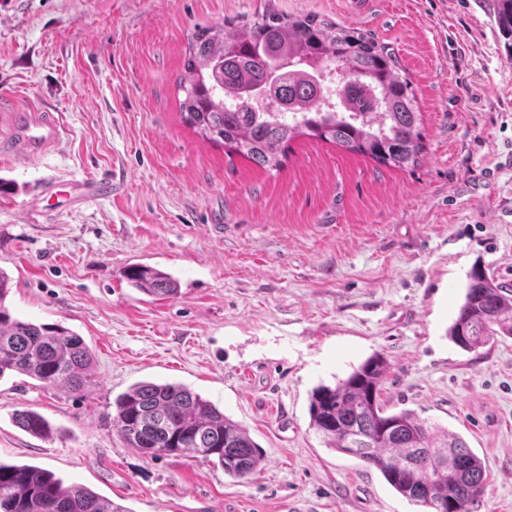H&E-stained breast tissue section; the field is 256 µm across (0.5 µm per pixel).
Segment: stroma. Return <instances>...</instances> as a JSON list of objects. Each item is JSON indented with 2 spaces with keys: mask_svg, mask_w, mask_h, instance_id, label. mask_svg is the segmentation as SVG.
I'll return each mask as SVG.
<instances>
[{
  "mask_svg": "<svg viewBox=\"0 0 512 512\" xmlns=\"http://www.w3.org/2000/svg\"><path fill=\"white\" fill-rule=\"evenodd\" d=\"M316 15L398 54L423 115L407 170L307 137L269 170L202 139L176 81L195 27ZM39 100L63 139L0 155V269L12 316L94 354L80 392L0 376V462L130 512H419L326 448L309 396L373 354L388 411L463 437L488 474L477 512H512V337L468 352L446 331L480 267L512 288V53L492 0H0V93ZM74 179L112 193L67 205ZM144 263L175 298L131 287ZM140 381L176 382L245 427L261 468L148 457L112 426ZM31 409L49 438L21 430ZM13 418L20 428L32 435L46 436L50 432L49 422L33 410H17L14 412Z\"/></svg>",
  "mask_w": 512,
  "mask_h": 512,
  "instance_id": "35a3bbf8",
  "label": "stroma"
}]
</instances>
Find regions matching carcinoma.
<instances>
[{
  "label": "carcinoma",
  "instance_id": "cac0c4a2",
  "mask_svg": "<svg viewBox=\"0 0 512 512\" xmlns=\"http://www.w3.org/2000/svg\"><path fill=\"white\" fill-rule=\"evenodd\" d=\"M494 16L512 41V0H494ZM178 90L183 122L203 139L255 164L278 169L291 141L307 136L404 170L423 153L422 112L394 51L357 29L271 9L250 20L198 28L189 39ZM128 283L148 295L175 297L170 275L138 264ZM11 279L0 270V377L15 372L45 386L82 390L93 356L83 337L54 324L15 318L5 305ZM471 352L512 336V288L473 269L448 329ZM388 360L374 354L335 385L309 397L310 427L326 447L376 468L401 496L425 512H476L486 472L465 440L390 413L381 400ZM16 424L50 432L39 413L23 409ZM112 425L142 454L201 459L237 479L252 475L260 449L241 425L182 384L142 381L112 404ZM0 512H131L82 484L64 485L47 470L0 462Z\"/></svg>",
  "mask_w": 512,
  "mask_h": 512
}]
</instances>
